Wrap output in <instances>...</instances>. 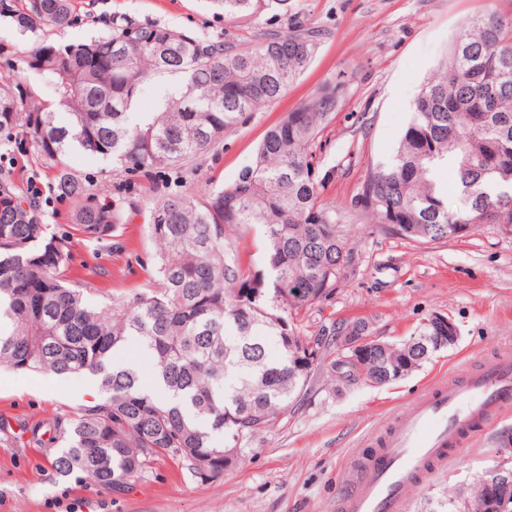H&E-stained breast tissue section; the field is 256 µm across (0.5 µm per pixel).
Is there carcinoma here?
I'll list each match as a JSON object with an SVG mask.
<instances>
[{"mask_svg": "<svg viewBox=\"0 0 512 512\" xmlns=\"http://www.w3.org/2000/svg\"><path fill=\"white\" fill-rule=\"evenodd\" d=\"M286 0H210L227 17H253ZM74 0H0V19L40 33L23 71L42 79L0 84V146L25 140L54 170L53 192L74 205L77 230L104 240L126 223L69 166L74 153L129 174L183 177L224 134L273 103L307 69L317 33L296 27L250 48L157 23L115 21L112 32L59 44ZM175 78L164 103L139 112L145 89ZM326 87L287 113L227 186L158 190L148 199L159 250L153 287L106 307L70 282V232L43 223L39 204L0 173V366L59 376L100 375L98 404L78 409L29 443L54 448L60 476L79 472L122 491L154 461L186 463L200 481L238 460L241 442L288 415L315 371L389 384L445 346L430 324L398 344L372 339L354 358H331L334 337L371 336L364 320L306 334L299 314L327 299L353 261L336 205L321 197L311 145L336 109ZM351 207L412 241L466 234L480 224L512 233V16L465 21L413 103L397 147L370 168ZM261 228L264 265H244L229 232ZM135 341L154 385L117 360ZM277 350L270 355V348ZM484 480L440 512H489Z\"/></svg>", "mask_w": 512, "mask_h": 512, "instance_id": "obj_1", "label": "carcinoma"}]
</instances>
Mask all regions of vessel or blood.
Wrapping results in <instances>:
<instances>
[{
  "instance_id": "vessel-or-blood-1",
  "label": "vessel or blood",
  "mask_w": 512,
  "mask_h": 512,
  "mask_svg": "<svg viewBox=\"0 0 512 512\" xmlns=\"http://www.w3.org/2000/svg\"><path fill=\"white\" fill-rule=\"evenodd\" d=\"M511 407V355L435 380L413 399L407 415L377 438L376 449L356 460L353 482L336 512H406L407 489Z\"/></svg>"
}]
</instances>
